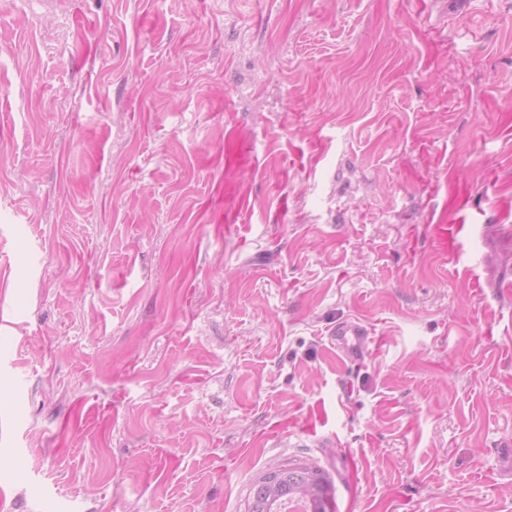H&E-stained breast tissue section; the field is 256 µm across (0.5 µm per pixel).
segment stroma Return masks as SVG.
<instances>
[{
	"label": "stroma",
	"mask_w": 512,
	"mask_h": 512,
	"mask_svg": "<svg viewBox=\"0 0 512 512\" xmlns=\"http://www.w3.org/2000/svg\"><path fill=\"white\" fill-rule=\"evenodd\" d=\"M0 311V512H512V0H0ZM369 335L368 327L358 319L339 322L328 334L339 357L350 363L361 362L369 357ZM273 477L271 484L267 483ZM306 505L304 512H333L332 485L324 472L309 465L279 466L253 484L246 512H285L291 501ZM289 503L286 510L293 508Z\"/></svg>",
	"instance_id": "obj_1"
}]
</instances>
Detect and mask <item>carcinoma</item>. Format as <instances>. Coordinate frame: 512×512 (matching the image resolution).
<instances>
[{"label": "carcinoma", "mask_w": 512, "mask_h": 512, "mask_svg": "<svg viewBox=\"0 0 512 512\" xmlns=\"http://www.w3.org/2000/svg\"><path fill=\"white\" fill-rule=\"evenodd\" d=\"M305 512H333L332 485L324 472L309 465L280 466L258 478L247 499L246 512H285L291 501Z\"/></svg>", "instance_id": "carcinoma-1"}]
</instances>
